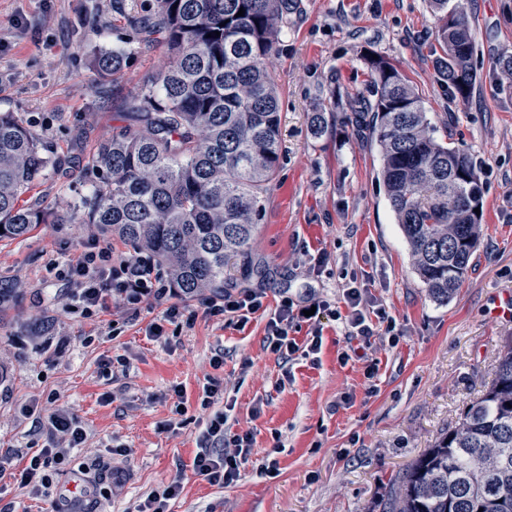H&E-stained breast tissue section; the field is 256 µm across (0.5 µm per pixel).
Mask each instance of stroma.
I'll return each instance as SVG.
<instances>
[{
    "label": "stroma",
    "mask_w": 512,
    "mask_h": 512,
    "mask_svg": "<svg viewBox=\"0 0 512 512\" xmlns=\"http://www.w3.org/2000/svg\"><path fill=\"white\" fill-rule=\"evenodd\" d=\"M465 2L477 79L463 102L435 71L431 0H297L267 61L280 90V167L253 256L269 275L224 270L227 290L264 288L268 310L311 293L341 310L345 288L368 289L395 318L397 344L379 325L365 346L344 320L328 317L316 358L286 361L265 347L266 313L239 330L205 315L198 298H181L174 323L151 298L89 316L71 304L67 264L93 226L41 224L0 242V512H50L75 479L89 490L87 512H132L180 470L183 489L169 512H366L392 475L457 421L512 336V318L491 314L497 297L512 292V96L493 70L498 54L512 51V0ZM150 3L0 0V112L69 159L66 173L37 183L28 201L62 215L89 195L88 152L124 124L130 92L166 63V49L133 30ZM112 50L126 52V68L105 84L91 61ZM369 53L410 80L437 137L472 156L484 185L472 267L445 303L429 297L414 270L378 178L377 148L348 122V100L370 89ZM331 91L341 105L331 132L317 139L309 116ZM154 324L162 338L150 336ZM343 352L351 355L345 364ZM363 352L378 362L375 379L364 375ZM212 375L224 381L214 408L227 410L228 430L253 436L227 487L185 470L209 416L198 395ZM60 407L86 439L36 493L13 474L49 444L37 417Z\"/></svg>",
    "instance_id": "obj_1"
}]
</instances>
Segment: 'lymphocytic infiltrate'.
Here are the masks:
<instances>
[{
    "label": "lymphocytic infiltrate",
    "mask_w": 512,
    "mask_h": 512,
    "mask_svg": "<svg viewBox=\"0 0 512 512\" xmlns=\"http://www.w3.org/2000/svg\"><path fill=\"white\" fill-rule=\"evenodd\" d=\"M151 274L150 266L138 259L115 255L111 242L97 237L85 240L80 254L68 263L72 295L88 314L107 308L112 302L128 308L149 297L163 299L168 289L154 284ZM265 296V291L260 288L238 293L228 291L219 297L205 298L204 310L209 316H221L228 322L243 326L251 314L262 309ZM307 306L315 310L310 317L314 329L301 345L290 337L289 328L295 319L302 317ZM329 310L328 303L314 296L308 297L302 306L290 298H282L266 324V348L286 360L299 352L306 356L316 354L322 343L319 324ZM220 392L221 384L214 378L208 379L202 387L200 405L208 409L209 416L191 467L195 475L211 483L228 486L237 481L240 465L251 452L253 437L248 432L228 433L225 429L226 413L211 412L210 407ZM45 429L51 440L50 447L32 456L18 474L21 485L36 491L46 486L47 469L67 463L71 451L85 441L83 428L73 416L63 411L50 415Z\"/></svg>",
    "instance_id": "obj_1"
}]
</instances>
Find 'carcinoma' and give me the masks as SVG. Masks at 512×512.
<instances>
[{
	"label": "carcinoma",
	"instance_id": "carcinoma-1",
	"mask_svg": "<svg viewBox=\"0 0 512 512\" xmlns=\"http://www.w3.org/2000/svg\"><path fill=\"white\" fill-rule=\"evenodd\" d=\"M136 33L158 39L167 67L130 94L127 124L112 128L87 156L89 196L64 219L23 195L64 170L37 132L0 113V240L37 224H92L165 266L188 298L224 294V268L240 264L262 278L251 259L256 223L280 158L279 93L265 60L295 0H154ZM439 16L435 63L455 97L475 83V41L463 0H431ZM244 15L237 16L239 10ZM220 36H213L214 32ZM122 52L94 58L102 80L119 74ZM371 97L348 102V121L374 142L379 177L432 299L445 303L472 264L484 187L467 151L437 139L419 93L386 58H368ZM512 92V51L495 61ZM330 106L309 117L311 134L331 127ZM367 512H512V338L491 382L458 422L442 432Z\"/></svg>",
	"mask_w": 512,
	"mask_h": 512
}]
</instances>
